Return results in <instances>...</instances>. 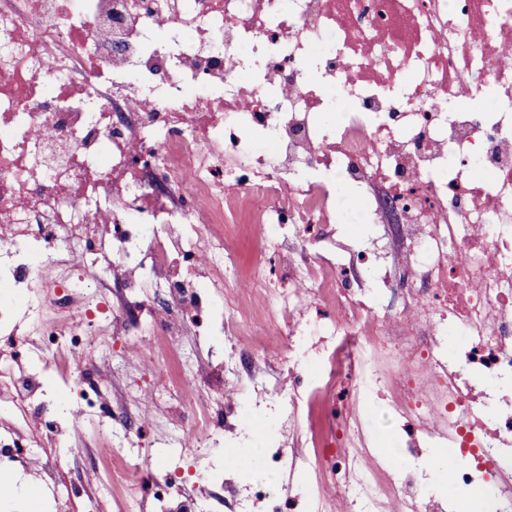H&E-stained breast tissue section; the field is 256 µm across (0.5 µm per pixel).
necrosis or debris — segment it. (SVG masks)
I'll return each mask as SVG.
<instances>
[{"instance_id":"necrosis-or-debris-1","label":"necrosis or debris","mask_w":512,"mask_h":512,"mask_svg":"<svg viewBox=\"0 0 512 512\" xmlns=\"http://www.w3.org/2000/svg\"><path fill=\"white\" fill-rule=\"evenodd\" d=\"M512 0H0V474L45 461L52 512H97L136 482L139 430L237 439L276 409L233 512H448L425 449L467 459L454 487L512 512ZM387 237L336 259L348 200ZM263 255L238 291L239 227ZM303 358L280 377L242 342L255 317ZM222 335L224 347L207 344ZM160 336L171 415L76 368L88 341ZM63 420L36 415L47 373ZM246 383L247 402L223 398ZM411 461L372 462L364 408ZM112 445L93 496L66 479L72 432ZM167 512L213 483L167 473Z\"/></svg>"}]
</instances>
